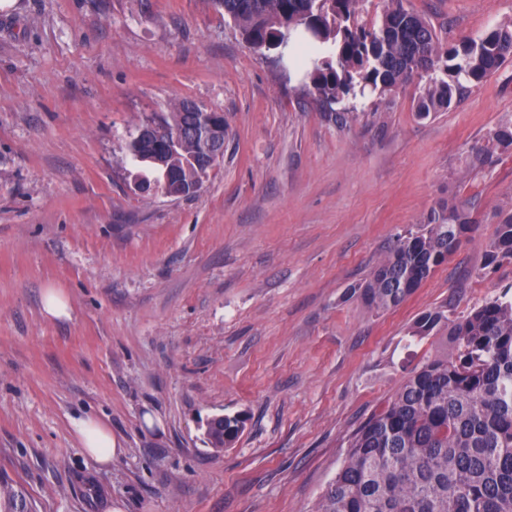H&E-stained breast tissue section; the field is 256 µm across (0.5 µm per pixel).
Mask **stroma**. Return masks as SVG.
<instances>
[{"mask_svg":"<svg viewBox=\"0 0 512 512\" xmlns=\"http://www.w3.org/2000/svg\"><path fill=\"white\" fill-rule=\"evenodd\" d=\"M440 39L512 22V0H406ZM292 56L251 49L214 0H16L0 11V470L35 512H311L349 437L402 383L406 329L512 287L485 245L512 212V62L418 118V83L328 119ZM190 99L224 115L192 197L135 191L127 144ZM476 224L404 303L347 297L441 200ZM62 290L71 315L42 313ZM245 415L208 447L218 415ZM122 448L102 466L75 424ZM512 153V120L492 129L484 143L473 147L471 165L491 168L503 154ZM218 417L212 418L208 423L206 443L216 451H221L237 439L243 431L246 419L242 414ZM76 431L84 455L101 465L112 462L118 448L107 425L92 418L82 419L76 423Z\"/></svg>","mask_w":512,"mask_h":512,"instance_id":"35a3bbf8","label":"stroma"}]
</instances>
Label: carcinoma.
<instances>
[{
	"mask_svg": "<svg viewBox=\"0 0 512 512\" xmlns=\"http://www.w3.org/2000/svg\"><path fill=\"white\" fill-rule=\"evenodd\" d=\"M367 0H216L253 49L293 44L309 94L322 106L366 94L385 96L416 77L425 80L416 115L449 108L512 61V25L477 39L441 42L434 26L384 0L377 20ZM201 111L180 104L171 119L142 124L127 146L132 160L159 173L169 196L194 195L207 170L197 135ZM512 153V120L473 147L471 165L491 168ZM474 224L465 201L446 200L398 235L365 283L348 289L370 310L400 305L448 261ZM486 266L512 262V213L486 244ZM407 346L424 339L445 346L423 355L397 390L351 436L334 479L312 512H512V296L505 292L453 319L445 306L418 316ZM241 414L215 417L207 444L221 451L243 431ZM0 512H33L25 490L0 474Z\"/></svg>",
	"mask_w": 512,
	"mask_h": 512,
	"instance_id": "obj_1",
	"label": "carcinoma"
}]
</instances>
